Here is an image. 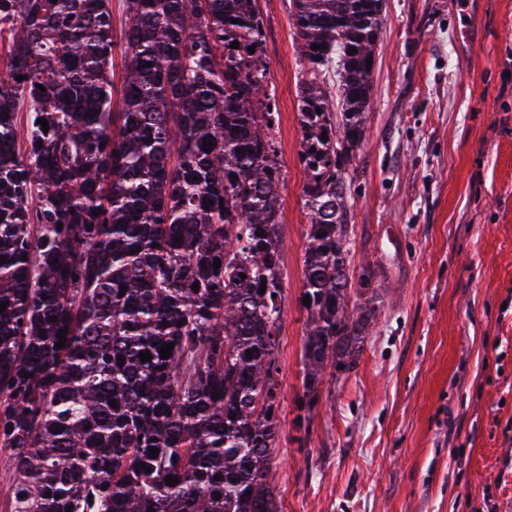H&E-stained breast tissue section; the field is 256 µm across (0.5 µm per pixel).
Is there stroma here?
<instances>
[{
	"instance_id": "obj_1",
	"label": "stroma",
	"mask_w": 512,
	"mask_h": 512,
	"mask_svg": "<svg viewBox=\"0 0 512 512\" xmlns=\"http://www.w3.org/2000/svg\"><path fill=\"white\" fill-rule=\"evenodd\" d=\"M284 252L281 512H512V0H385L352 174L376 318L297 424L308 218L291 0H259Z\"/></svg>"
}]
</instances>
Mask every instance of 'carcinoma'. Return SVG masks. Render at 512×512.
Instances as JSON below:
<instances>
[{
  "instance_id": "obj_1",
  "label": "carcinoma",
  "mask_w": 512,
  "mask_h": 512,
  "mask_svg": "<svg viewBox=\"0 0 512 512\" xmlns=\"http://www.w3.org/2000/svg\"><path fill=\"white\" fill-rule=\"evenodd\" d=\"M383 3L292 0L308 413L325 371L354 367L374 317L361 302L371 268L353 266L349 170ZM2 42L0 467L12 512H280L282 172L257 0H126L119 39L111 0H0Z\"/></svg>"
}]
</instances>
